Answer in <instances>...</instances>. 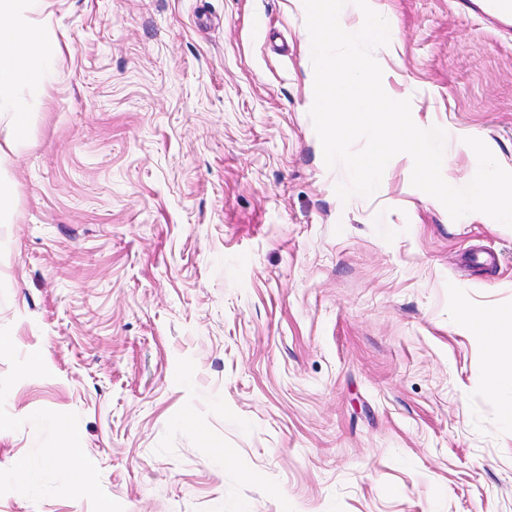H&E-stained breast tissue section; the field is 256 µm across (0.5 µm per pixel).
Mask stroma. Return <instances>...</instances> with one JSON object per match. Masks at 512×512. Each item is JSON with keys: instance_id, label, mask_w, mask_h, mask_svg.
Returning <instances> with one entry per match:
<instances>
[{"instance_id": "35a3bbf8", "label": "stroma", "mask_w": 512, "mask_h": 512, "mask_svg": "<svg viewBox=\"0 0 512 512\" xmlns=\"http://www.w3.org/2000/svg\"><path fill=\"white\" fill-rule=\"evenodd\" d=\"M369 3L383 88L446 131L453 186L467 136L512 171V34L457 0ZM33 19L61 55L18 89L25 129L0 123V512H512V384L484 389L512 345L457 318L512 313V228L452 220L407 155L339 199L298 0Z\"/></svg>"}]
</instances>
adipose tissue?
<instances>
[{
	"label": "adipose tissue",
	"mask_w": 512,
	"mask_h": 512,
	"mask_svg": "<svg viewBox=\"0 0 512 512\" xmlns=\"http://www.w3.org/2000/svg\"><path fill=\"white\" fill-rule=\"evenodd\" d=\"M39 0H0V113L7 116L15 131H22L29 119L26 101L14 91L23 83L32 60H39L45 71H52L59 55L57 44L47 40L32 15ZM463 321L482 336L489 352H496L506 338L512 337V315L462 309Z\"/></svg>",
	"instance_id": "ef3b65f1"
}]
</instances>
